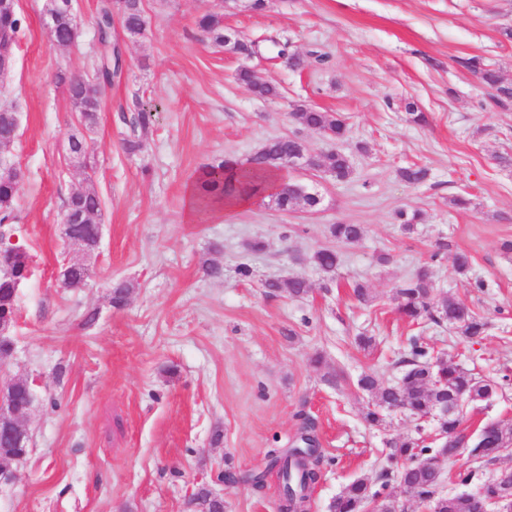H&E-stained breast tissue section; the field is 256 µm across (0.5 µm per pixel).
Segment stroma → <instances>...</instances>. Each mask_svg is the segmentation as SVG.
<instances>
[{"instance_id": "obj_1", "label": "stroma", "mask_w": 512, "mask_h": 512, "mask_svg": "<svg viewBox=\"0 0 512 512\" xmlns=\"http://www.w3.org/2000/svg\"><path fill=\"white\" fill-rule=\"evenodd\" d=\"M100 4L77 0L80 37L62 48L49 36L45 0H18L23 28L0 85V107L20 119L10 154L26 173L16 235L33 258L18 291L15 351L0 375L30 380L36 394L31 447L0 483V512H189L202 487L224 512H278L276 475L260 489L222 475L265 466L305 421L328 460L310 512H330L353 479L379 481L388 442L435 433L431 419L406 413L379 428L363 419L359 375L396 380L408 336L479 376L512 370V253L503 249L512 241V99L497 98L465 64L481 58L512 84L504 34L512 0H266L261 11L251 0H143L142 36L113 29L123 71L100 85L97 123L85 131L57 74H92ZM206 10L223 13L226 30L256 54L212 45L196 25ZM282 47L300 67L278 57ZM244 69L279 96L255 97L238 78ZM410 102L426 123L412 121ZM138 105L149 126L131 154ZM301 106L344 116L347 137L299 126L291 114ZM76 133L88 143L82 167L64 152ZM285 134L346 154L350 176L300 173L322 198L314 211L254 198L198 222L187 190L200 171L246 163ZM413 164L427 168L425 182L399 178ZM89 186L102 201V242L86 286L62 288V214L70 194ZM459 197L467 207L456 206ZM416 210L421 220L404 231L399 212ZM337 222L363 225V237L337 241L329 231ZM322 248L340 256L335 278L309 261ZM459 251L472 257L465 276L453 266ZM208 260L223 277L204 274ZM242 263L250 277L238 274ZM422 267L435 297L460 299L487 319L483 339L401 317L395 289ZM295 275L309 283L303 297L265 286ZM116 280L134 285L119 309L109 300ZM357 282L371 303L354 297ZM361 334L374 337L373 348L358 346ZM319 354L344 375L341 388L313 365ZM463 415L472 434L512 422V385Z\"/></svg>"}]
</instances>
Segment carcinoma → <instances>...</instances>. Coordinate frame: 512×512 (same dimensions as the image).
Listing matches in <instances>:
<instances>
[{
  "instance_id": "carcinoma-1",
  "label": "carcinoma",
  "mask_w": 512,
  "mask_h": 512,
  "mask_svg": "<svg viewBox=\"0 0 512 512\" xmlns=\"http://www.w3.org/2000/svg\"><path fill=\"white\" fill-rule=\"evenodd\" d=\"M198 25L215 44L226 42L224 18L220 15L206 12L200 16ZM145 27L142 0H125L124 33L136 37L143 34ZM0 28L8 30L13 39L19 38L22 18L17 10V0H0ZM98 30L99 53L93 75L83 77L76 85L73 77L58 75L59 80L67 83L80 122L88 129L95 123L101 109L99 85L112 81L120 66V49L112 37L110 2L99 8ZM467 66L496 91L498 98H512V85L503 84L497 69L477 57L468 59ZM292 117L298 125L316 130L330 140H340L347 133L345 120L335 112L304 107L292 113ZM15 123V113L8 108H0V144L5 148L10 143ZM301 148L302 140L297 137L288 140L275 137L256 152L254 166L243 167L232 160H225L206 167L195 182L198 212L204 216L235 201L259 196L271 198L279 209H289L298 204L309 209L319 206L318 193L304 183L299 184V190L291 195L273 192L270 177L281 174L286 159ZM320 167L327 169L338 181L347 179L351 173L348 156L340 152L325 155ZM19 188L20 181L0 174V267L10 268L13 276L23 281L31 273L30 255L10 244L11 230L18 220ZM70 211L95 219L101 212L98 193L90 188L72 193L65 209L67 213ZM330 233L340 241L356 242L363 237L364 229L361 224L337 223L331 225ZM310 260L327 276L336 277L340 263L336 251L319 249ZM60 276L68 288H80L88 278L83 269L73 266L61 268ZM267 287L275 292L285 290L293 297H301L309 291L307 280L300 276L273 280L267 283ZM109 288L112 306L120 308L126 303L134 284L122 280L109 284ZM16 295L8 282L0 280V318L18 315ZM395 300L398 311L410 322L427 319L437 325L446 323L455 333L472 342L481 338L485 331L484 320L462 301L449 296L434 297L426 268L419 269L396 288ZM399 364L403 373L394 383L372 372H365L357 379V386L370 397L364 420L371 426H382L385 413L393 409H405L423 418L446 397L455 398L462 404L487 402L509 380L507 375L500 378L477 377L443 357L434 356L431 347L418 336L407 339L406 352ZM6 392L10 400L22 405L32 393V387L28 380L19 378L6 386ZM437 428L443 435L437 448L423 444L419 438L389 443L387 459L390 468L382 475L384 481L374 486L364 477L352 480L336 494L330 506L331 512H366L367 506L373 502L377 503L378 512H398L396 500L390 492L393 479L413 500L430 506L434 512H490L496 508L506 493H512V472L505 479L500 470L492 473L472 493H441L442 463L460 453L462 412L457 410L448 414V419L438 423ZM297 440V444L284 451L274 449L268 454L270 463L279 470L283 498L290 509L310 502L306 491L321 476L322 455L310 453V449L318 447L314 426L309 422L303 423ZM509 451H512V424L501 422L484 424L468 448L469 457L480 467Z\"/></svg>"
}]
</instances>
